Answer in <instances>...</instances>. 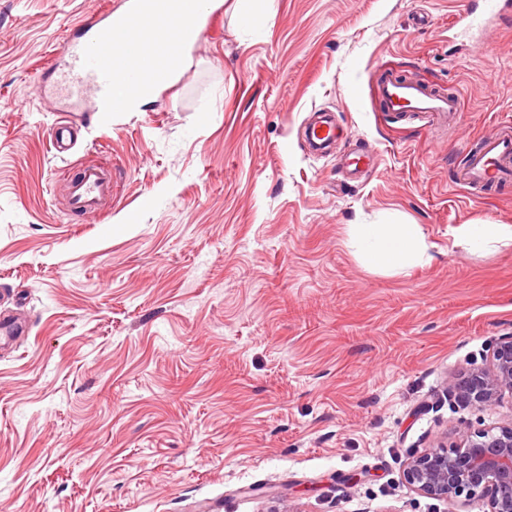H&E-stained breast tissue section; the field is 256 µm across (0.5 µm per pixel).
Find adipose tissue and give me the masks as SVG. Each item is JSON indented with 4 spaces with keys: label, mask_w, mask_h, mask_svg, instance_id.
<instances>
[{
    "label": "adipose tissue",
    "mask_w": 512,
    "mask_h": 512,
    "mask_svg": "<svg viewBox=\"0 0 512 512\" xmlns=\"http://www.w3.org/2000/svg\"><path fill=\"white\" fill-rule=\"evenodd\" d=\"M220 2L198 0V14L176 29L172 23L182 11V0H161V10L146 26L151 51L159 63L142 75L135 94L125 96L124 111L138 112L155 101L167 87L163 79L165 71L189 64L198 36L197 26ZM352 243L369 266L385 270L403 269L420 261L426 249L419 228L414 224H357L353 227Z\"/></svg>",
    "instance_id": "obj_1"
}]
</instances>
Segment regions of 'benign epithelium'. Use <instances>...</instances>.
<instances>
[{
  "label": "benign epithelium",
  "instance_id": "obj_1",
  "mask_svg": "<svg viewBox=\"0 0 512 512\" xmlns=\"http://www.w3.org/2000/svg\"><path fill=\"white\" fill-rule=\"evenodd\" d=\"M460 403L493 405L512 397V336L502 339L487 364L449 383ZM405 481L420 493L453 502L466 496L486 499L488 512H512V422L477 433L461 431L453 449L440 445L412 459Z\"/></svg>",
  "mask_w": 512,
  "mask_h": 512
}]
</instances>
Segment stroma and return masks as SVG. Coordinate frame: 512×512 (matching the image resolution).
<instances>
[{
	"label": "stroma",
	"instance_id": "stroma-1",
	"mask_svg": "<svg viewBox=\"0 0 512 512\" xmlns=\"http://www.w3.org/2000/svg\"><path fill=\"white\" fill-rule=\"evenodd\" d=\"M123 0H0V504L10 512H487L409 486L412 457L512 422L448 385L512 335V185L463 191L467 152L512 116V20L455 39L467 0H226L156 103L99 123L52 98L75 26ZM432 19L416 25L417 14ZM459 92L456 133L381 109V74ZM106 159L102 223L72 215L48 131ZM336 114L312 155L310 112ZM415 224L429 260L367 266L356 224ZM310 149L321 155L333 154L336 149L337 125L333 112L315 111L302 127ZM73 121L71 115L65 114L58 120L49 134V143L55 151V155L63 158V154L70 153L74 148L70 137ZM462 235L473 246L479 248L495 245L509 246L512 243V225L478 221L465 224Z\"/></svg>",
	"mask_w": 512,
	"mask_h": 512
}]
</instances>
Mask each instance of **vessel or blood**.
I'll use <instances>...</instances> for the list:
<instances>
[{"label": "vessel or blood", "mask_w": 512, "mask_h": 512, "mask_svg": "<svg viewBox=\"0 0 512 512\" xmlns=\"http://www.w3.org/2000/svg\"><path fill=\"white\" fill-rule=\"evenodd\" d=\"M112 14L109 8L98 11L74 30L62 49L66 65L56 72L62 96L75 103L91 99L96 112L104 117L123 107L121 98L115 94L116 86H135L141 73L155 64L144 48L143 37L133 33L120 39L115 37ZM506 16H512V0H468L454 24L480 46L489 26ZM378 91L384 111L392 118L421 115L431 125L446 129L460 124L462 103L458 95L390 75L380 77ZM72 127V118L66 115L52 128L49 142L56 156L72 151ZM303 134L314 153L333 154L337 140L335 114L313 112L303 126ZM61 176L68 183L70 211L99 219L107 214L114 191L108 163L87 160L76 171H62ZM456 183L470 189L512 183V131L506 129L487 138L480 150L470 153L456 175Z\"/></svg>", "instance_id": "vessel-or-blood-1"}]
</instances>
